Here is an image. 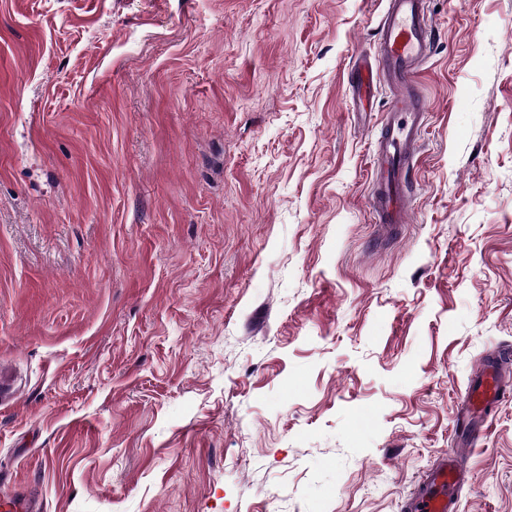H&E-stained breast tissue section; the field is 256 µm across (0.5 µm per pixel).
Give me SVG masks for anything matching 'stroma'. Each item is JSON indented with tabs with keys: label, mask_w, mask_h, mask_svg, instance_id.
Returning <instances> with one entry per match:
<instances>
[{
	"label": "stroma",
	"mask_w": 512,
	"mask_h": 512,
	"mask_svg": "<svg viewBox=\"0 0 512 512\" xmlns=\"http://www.w3.org/2000/svg\"><path fill=\"white\" fill-rule=\"evenodd\" d=\"M410 221L385 0H0V497L404 512L512 347V0H428ZM459 512H512V397ZM435 28L428 0H387L378 31L374 65L360 61L354 86L359 100L373 96L376 80L386 83L393 98L378 141L370 204L376 224H407L406 173L418 153L427 109L415 94L416 78L431 56Z\"/></svg>",
	"instance_id": "1"
}]
</instances>
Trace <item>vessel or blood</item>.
Listing matches in <instances>:
<instances>
[{
    "instance_id": "b4317fda",
    "label": "vessel or blood",
    "mask_w": 512,
    "mask_h": 512,
    "mask_svg": "<svg viewBox=\"0 0 512 512\" xmlns=\"http://www.w3.org/2000/svg\"><path fill=\"white\" fill-rule=\"evenodd\" d=\"M435 28L428 0H387L378 31L373 63L359 62L358 99L372 97L376 82L386 83L392 93L384 130L378 141L370 204L377 223L385 226L408 221L406 173L418 153L427 109L415 94L416 78L431 56ZM512 354L499 352L481 362L462 397V427L465 445L478 443L483 427L474 425L476 415L512 392L505 368ZM468 480L460 450L430 471L421 492L406 505V512H458L461 491Z\"/></svg>"
}]
</instances>
